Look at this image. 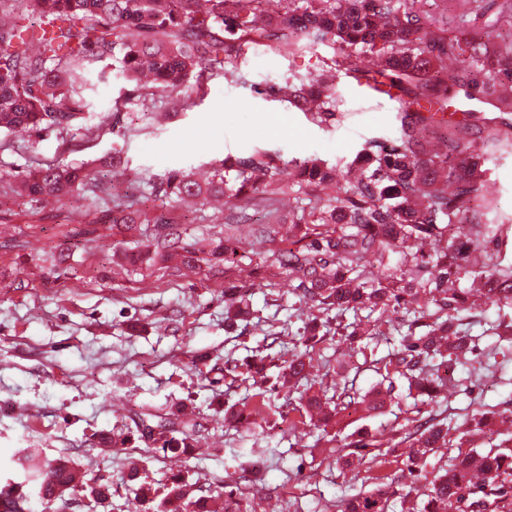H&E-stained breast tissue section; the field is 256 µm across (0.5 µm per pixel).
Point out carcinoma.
Here are the masks:
<instances>
[{"label": "carcinoma", "mask_w": 512, "mask_h": 512, "mask_svg": "<svg viewBox=\"0 0 512 512\" xmlns=\"http://www.w3.org/2000/svg\"><path fill=\"white\" fill-rule=\"evenodd\" d=\"M426 0H0V12L10 21L0 24V133L18 136L22 142L48 132L65 130L83 120L86 101L81 71L121 55L126 81L134 83L144 69L157 80L143 100L158 92L180 95L194 74L209 68L234 65L240 45L257 39L296 42L301 50L325 42L332 45L328 68L308 73L290 84L293 103L314 112L322 122L336 116L339 73H356L357 59L374 57L375 69L365 75L369 86H388L400 93V134L389 143L367 141L357 154L364 176L345 189L336 185V169L319 159L305 162L298 172L299 189L330 190L305 206L288 212L258 230L261 238L275 240L279 224L289 223L303 242L299 248L272 253L270 266L282 270L291 282L288 292L309 304L303 333L328 328L330 312L370 313L400 306L407 299L426 296L425 309L409 321L400 347L385 366L379 385L362 394L346 381L314 391L307 388L294 407L290 393L276 406L266 391L256 393L252 404L224 406V424L240 428L250 421H266L271 415L301 409L314 428L326 431L342 414L377 415L394 401L393 377L408 382L437 404L448 391L445 373L468 363L472 339L457 330L468 310L458 291L448 284L461 274L484 277V305L512 307V271L489 267L487 254L471 241L450 234L456 224L469 223L472 202L479 196L488 158L471 140L446 142L445 149L421 142L422 130L449 126L442 118L448 103L459 97L478 100L512 114V99L497 95L512 84V39L460 37L450 31L448 4L480 17L485 0H440L442 12L434 17L422 8ZM8 188L30 197L66 195L79 191L95 200L102 190L98 177L82 165L57 161L39 163L19 185ZM154 200L174 198L205 200L226 191L249 193L261 202L277 201L293 192L280 157L255 151L229 157L214 168L206 185L190 172L173 170L152 184ZM118 217L95 220L97 224H158L161 231L133 255L131 262L146 268L164 265L172 253L194 267L224 261V245L207 248L204 240L188 242L176 225L179 216L162 210L151 212L129 197L115 200ZM433 243L440 266L433 278L421 276L428 263L423 251ZM390 253L403 262L386 280L368 284L360 280L367 257L383 261ZM249 315L242 289H224V323L234 327ZM336 334L359 343L367 335L362 323L336 322ZM305 351H292L278 366L276 384L298 389L308 379ZM247 373L267 378L268 356L257 350L244 361ZM494 411L473 409L461 424L457 448L450 462L428 472L425 465L438 449L448 447V423L439 419L412 427L394 443L404 447L413 482H424L426 500L421 512H512V436L496 449L480 452L475 438L491 441L500 430L488 426ZM141 435L159 436L171 452L189 447L196 424L178 417H142L134 421ZM375 447L374 436L358 433L336 457L341 470L359 476L365 449ZM466 447L468 451L461 452ZM16 463L37 493L40 512H60L67 497L79 492L84 480H75L78 469L65 459L40 460L24 449ZM395 479L376 483L373 490L344 500L342 512H390ZM24 498L22 486H0V504L6 512H18ZM152 512H218L209 496L188 498L185 484L175 477Z\"/></svg>", "instance_id": "obj_1"}]
</instances>
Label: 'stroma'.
<instances>
[{
  "instance_id": "obj_1",
  "label": "stroma",
  "mask_w": 512,
  "mask_h": 512,
  "mask_svg": "<svg viewBox=\"0 0 512 512\" xmlns=\"http://www.w3.org/2000/svg\"><path fill=\"white\" fill-rule=\"evenodd\" d=\"M331 53L324 45L301 51L280 42L259 60L246 45L235 75L203 71L199 91L175 101L156 97L150 108L110 59L82 75L90 124L103 111L115 113L103 135L87 142L75 128L44 135L22 151L0 148V177L16 182L36 162L57 159L89 165L104 185L95 208L78 192L37 201L0 194V210L13 215L11 222H0V476L22 481L13 455L38 448L43 458L74 460L90 482L112 486L104 503L83 491L69 498L63 512H138L124 481L133 463L158 490L178 473L203 495L224 487L242 494L252 512H339L341 499L371 490L377 477L401 476L405 468L403 458L390 456L351 480L334 464L348 435L365 429L392 444L407 419L441 413L450 420L453 442L469 410L512 409V339L495 333L500 320L512 318V309L481 306L471 310L465 326L476 347L467 365L454 368V392L441 406L414 405L406 381L398 379L400 407L350 417L325 432L303 425L295 411L247 430L224 426V404L250 401L255 392L245 375L226 386L225 361L243 362L262 347L275 362L288 359L308 311L289 294L287 276L267 262L280 243L257 236L266 210L246 194L225 197V215L242 219L233 229L238 255L228 270L171 265L133 271L112 259L114 246L128 240V233H91L94 209H110L116 197L137 196L154 209L147 182L173 170H191L204 181L215 160L261 151L286 163L293 184L305 161L319 158L344 175L366 141L397 137L394 102L362 97L353 78L340 81L339 109L327 124L283 96L268 94V76L285 86L316 72ZM63 137L78 143V151L59 154ZM474 144L487 151L489 172L478 197L479 221L461 230L497 268L512 270V139L482 133ZM116 152L126 164L117 173ZM43 251L63 254L55 273L32 262ZM230 283L248 290L254 314L249 324L228 331L224 288ZM358 317L377 328L364 354L332 335L313 342L310 353L324 383L346 379L366 392L379 380L378 367L398 349L410 316L391 307ZM284 326L288 336L267 345L265 333ZM183 402L193 404L201 428L195 448L182 456L150 438H134L112 451L93 442L96 433L131 425L135 415L164 413Z\"/></svg>"
}]
</instances>
